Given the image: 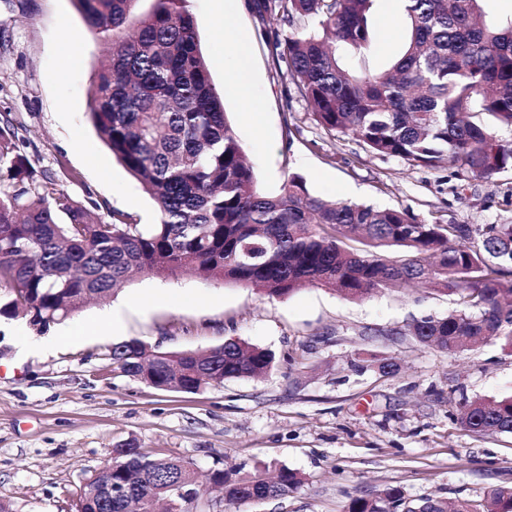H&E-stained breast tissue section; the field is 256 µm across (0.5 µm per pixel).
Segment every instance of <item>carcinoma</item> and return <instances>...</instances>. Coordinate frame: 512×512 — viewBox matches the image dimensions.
<instances>
[{
  "instance_id": "1",
  "label": "carcinoma",
  "mask_w": 512,
  "mask_h": 512,
  "mask_svg": "<svg viewBox=\"0 0 512 512\" xmlns=\"http://www.w3.org/2000/svg\"><path fill=\"white\" fill-rule=\"evenodd\" d=\"M88 30L109 44L92 86L89 118L100 138L154 200L159 222L144 228L87 206L38 180L0 125V319L21 317L44 333L90 299L123 289L130 273L196 275L254 286L272 297L304 284L351 299L402 288L455 297L458 309L416 321L411 335L448 353L494 339L512 355V224H439L405 209L330 202L290 175L279 193L257 177L224 113L198 45L190 0H75ZM374 0H256L288 35L275 38L288 81L329 132L352 134L374 155L455 175L512 169V21L485 19V0H405L409 35L381 72L348 70L336 44L363 54L379 38ZM477 237L479 244L464 241ZM386 376L391 358L362 359ZM275 354L236 339L206 352L163 358L139 339L112 345V368L164 391L195 394L226 380L266 375ZM478 434H512V397L467 403L456 418ZM101 476L122 490L107 503L79 494V512H131L199 486L196 472L129 441ZM208 481L229 504L281 498L303 484L282 468L214 470ZM347 512H448V503L406 501L387 487L351 499ZM453 512H512V488Z\"/></svg>"
}]
</instances>
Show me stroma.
Segmentation results:
<instances>
[{
	"mask_svg": "<svg viewBox=\"0 0 512 512\" xmlns=\"http://www.w3.org/2000/svg\"><path fill=\"white\" fill-rule=\"evenodd\" d=\"M201 52L259 187L277 193L288 175L332 201L408 209L431 222H512V170L458 179L368 152L351 135L313 121L277 58L287 24L259 17L252 0H191ZM246 49L251 97L227 80L224 30ZM73 36L69 59L59 53ZM106 47L74 0H0V120L59 190L98 213L157 223L152 199L88 120ZM256 123L243 119L251 102ZM452 299L401 290L352 300L321 287L284 297L192 275L139 273L116 296L82 307L25 351L19 319L0 322V499L15 512H76L83 482L127 440L176 457L199 477L235 467H285L305 481L288 496L224 505V512H345L351 498L387 487L416 500L484 499L512 486V434H477L456 422L468 401L512 396V356L490 341L450 354L410 335L413 320L443 316ZM122 327L101 326L105 312ZM137 338L163 351L208 350L226 339L272 350L265 377L163 392L114 372L115 343ZM393 358L395 374L354 359Z\"/></svg>",
	"mask_w": 512,
	"mask_h": 512,
	"instance_id": "35a3bbf8",
	"label": "stroma"
}]
</instances>
